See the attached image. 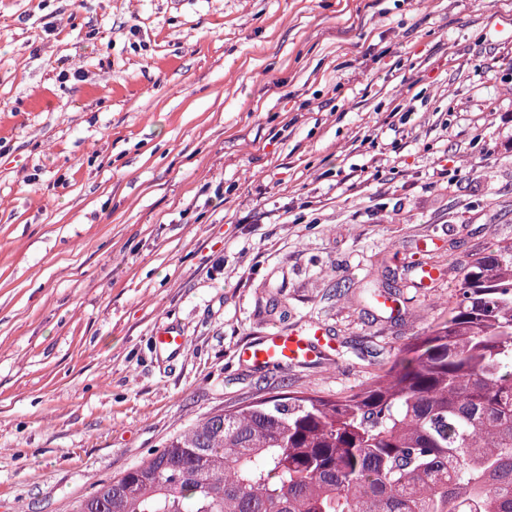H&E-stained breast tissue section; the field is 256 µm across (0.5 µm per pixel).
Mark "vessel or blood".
I'll use <instances>...</instances> for the list:
<instances>
[{"mask_svg":"<svg viewBox=\"0 0 512 512\" xmlns=\"http://www.w3.org/2000/svg\"><path fill=\"white\" fill-rule=\"evenodd\" d=\"M152 344L157 352L178 356L185 350L186 338L178 329L163 327L153 336ZM334 347V338L323 326L316 325L304 336L279 330L270 332L258 342L236 350L235 357L251 368L284 370L294 364L315 362Z\"/></svg>","mask_w":512,"mask_h":512,"instance_id":"b4317fda","label":"vessel or blood"}]
</instances>
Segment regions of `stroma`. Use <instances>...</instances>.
Returning a JSON list of instances; mask_svg holds the SVG:
<instances>
[{"label":"stroma","mask_w":512,"mask_h":512,"mask_svg":"<svg viewBox=\"0 0 512 512\" xmlns=\"http://www.w3.org/2000/svg\"><path fill=\"white\" fill-rule=\"evenodd\" d=\"M498 241L512 0H0V512H71L209 414L356 388ZM314 323L320 363L233 359ZM152 344L160 354L178 356L185 350L186 337L176 328L162 327L152 336Z\"/></svg>","instance_id":"1"}]
</instances>
